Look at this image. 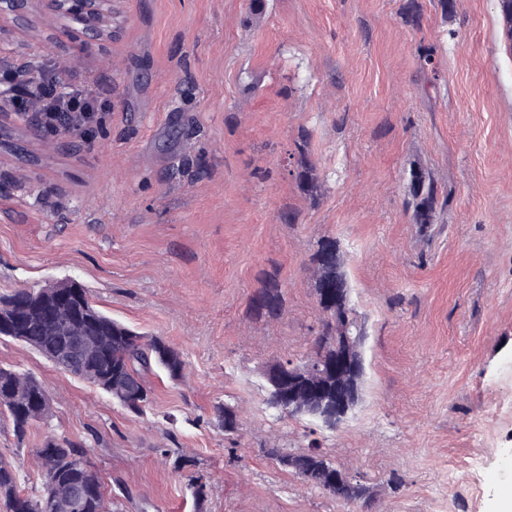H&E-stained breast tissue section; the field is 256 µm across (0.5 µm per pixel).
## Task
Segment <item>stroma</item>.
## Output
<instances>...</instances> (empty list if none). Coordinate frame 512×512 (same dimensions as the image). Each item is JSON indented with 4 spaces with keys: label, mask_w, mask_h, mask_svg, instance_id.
<instances>
[{
    "label": "stroma",
    "mask_w": 512,
    "mask_h": 512,
    "mask_svg": "<svg viewBox=\"0 0 512 512\" xmlns=\"http://www.w3.org/2000/svg\"><path fill=\"white\" fill-rule=\"evenodd\" d=\"M405 3L113 0L100 39L36 2L0 18L1 69L51 59L112 103L91 150L0 117V292L74 279L186 363L183 380L150 377L136 415L0 338V366L51 402L25 441L0 420L24 494L41 492L34 448L66 437L117 512H194L195 474L205 512H495L512 486V27L499 0L448 13L415 0L416 25ZM414 166L440 198L424 227L406 207ZM326 241L366 331L359 401L333 430L269 408L264 378L320 333ZM271 283L282 312L254 313ZM269 448L320 449L368 504L312 487ZM182 453L193 464L174 470Z\"/></svg>",
    "instance_id": "stroma-1"
}]
</instances>
